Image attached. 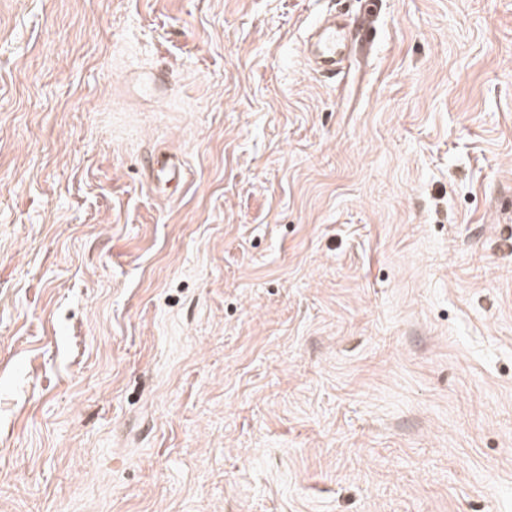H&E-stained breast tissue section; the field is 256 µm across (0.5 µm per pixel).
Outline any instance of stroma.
I'll return each mask as SVG.
<instances>
[{
  "label": "stroma",
  "instance_id": "35a3bbf8",
  "mask_svg": "<svg viewBox=\"0 0 512 512\" xmlns=\"http://www.w3.org/2000/svg\"><path fill=\"white\" fill-rule=\"evenodd\" d=\"M360 8L0 0V512H512V0ZM349 37L345 26L329 14L309 33L303 43L302 54L315 73L336 77L343 73L341 63L348 52Z\"/></svg>",
  "mask_w": 512,
  "mask_h": 512
}]
</instances>
